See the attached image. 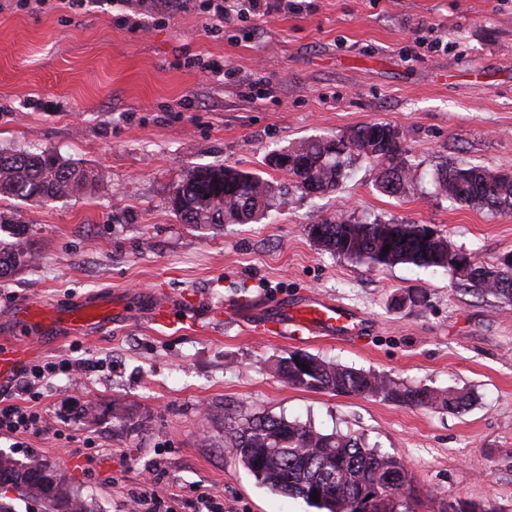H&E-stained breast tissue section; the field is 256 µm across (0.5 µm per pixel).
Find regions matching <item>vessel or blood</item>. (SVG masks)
<instances>
[{
    "label": "vessel or blood",
    "instance_id": "obj_1",
    "mask_svg": "<svg viewBox=\"0 0 512 512\" xmlns=\"http://www.w3.org/2000/svg\"><path fill=\"white\" fill-rule=\"evenodd\" d=\"M263 328L276 334L287 333L290 328L307 331L313 336L342 337L358 331L357 315L347 306L321 297L311 296L300 303L280 304L276 309L253 311ZM11 316L18 327L28 329L29 337L0 344V384L13 378L41 351L44 340L37 337L36 329L58 333L93 331L114 319L111 301L96 299L72 306L60 312H52L42 304L29 302L18 305ZM152 322L163 325L192 324L200 318L199 305L180 307L174 299L157 298L149 312Z\"/></svg>",
    "mask_w": 512,
    "mask_h": 512
}]
</instances>
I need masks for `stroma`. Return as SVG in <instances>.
I'll return each mask as SVG.
<instances>
[{
    "label": "stroma",
    "mask_w": 512,
    "mask_h": 512,
    "mask_svg": "<svg viewBox=\"0 0 512 512\" xmlns=\"http://www.w3.org/2000/svg\"><path fill=\"white\" fill-rule=\"evenodd\" d=\"M219 0H131L132 23L88 0H0V152H51L94 177L75 197L0 200L27 225L38 259L0 281V343L10 311L59 310L111 298L120 318L61 333L40 360L73 368L40 389L44 429L0 435V452L59 470L95 512H127L147 475L192 512L198 487L224 512H319L271 491L224 446V428L258 412L323 433L364 435L408 466L416 512L460 500L512 512V304L463 291L442 268L369 266L324 251V219L423 224L492 264L512 250V214L454 203L439 168L512 172V0H276L206 33ZM397 128L416 177L381 191L378 167L355 159L336 190L309 194L266 165L273 150L366 124ZM229 165L273 187L265 218L205 232L169 198L189 169ZM421 295L416 304L406 292ZM197 295L198 325L163 328L159 294ZM362 319L344 339L271 336L223 316L309 294ZM293 351L465 393L461 412L407 407L292 386L276 364ZM124 408L114 417V404Z\"/></svg>",
    "instance_id": "stroma-1"
}]
</instances>
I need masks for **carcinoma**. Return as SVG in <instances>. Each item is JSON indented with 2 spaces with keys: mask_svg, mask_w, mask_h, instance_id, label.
Masks as SVG:
<instances>
[{
  "mask_svg": "<svg viewBox=\"0 0 512 512\" xmlns=\"http://www.w3.org/2000/svg\"><path fill=\"white\" fill-rule=\"evenodd\" d=\"M353 145L331 151L326 139L300 143L292 152L309 160L286 173L298 187L316 184L333 189L347 176L356 157L369 156L373 140L386 152L374 157L380 167L378 182L390 195L403 193L415 177L412 167L399 161V132L386 123H368L352 131ZM91 182L88 171L72 166L56 155L0 154V199H25L45 203L80 194ZM438 192L449 200L487 209L512 212V176L481 166H456L437 171ZM179 207L173 209L185 224L201 230L246 223L268 207L271 186L262 177L232 166L195 167L174 187ZM387 223L380 220L355 222L350 219L324 220L311 225L308 234L324 250L368 265L413 264L440 267L451 272L464 290L492 295L512 303V263L497 260L493 265L479 262L468 274L453 262L461 254L449 255L427 239V227L404 224L396 237L382 238ZM390 250L383 251L384 247ZM37 255L24 224L0 218V279L12 277L34 264ZM279 375L292 385L332 392L336 395L379 398L399 405L442 408L459 412L468 397L454 391H437L425 386H407L384 374L327 362L316 356L292 352L278 363ZM228 448L243 466L270 489L305 499L326 512H414L397 495L409 499L411 477L403 460L368 445L362 438L343 433L325 434L309 423L282 416L252 415L240 419L224 434ZM49 466L39 460L22 463L0 452V484H11L20 492L44 503L46 512H93L82 496L58 481L57 503L44 490ZM378 497H370L375 489ZM318 493L320 501L311 498Z\"/></svg>",
  "mask_w": 512,
  "mask_h": 512,
  "instance_id": "carcinoma-1",
  "label": "carcinoma"
}]
</instances>
